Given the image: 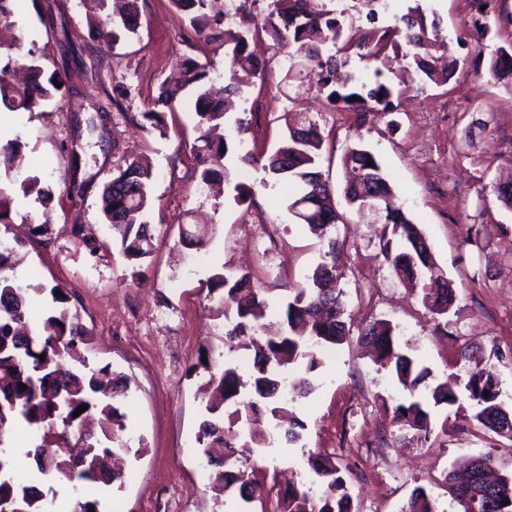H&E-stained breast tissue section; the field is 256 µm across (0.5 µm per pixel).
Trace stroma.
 Wrapping results in <instances>:
<instances>
[{"label": "stroma", "instance_id": "obj_1", "mask_svg": "<svg viewBox=\"0 0 512 512\" xmlns=\"http://www.w3.org/2000/svg\"><path fill=\"white\" fill-rule=\"evenodd\" d=\"M137 35L106 43L89 27L92 0H12V34L24 36L45 72L64 84L56 98L32 112L0 110V131L19 136L22 174H35L53 201L15 195L12 221L0 224V242L17 248V274L40 291L30 309L41 322L54 307L50 290L62 285L68 308L87 327L84 355L91 367L110 366L127 388L115 404L125 415L121 483L98 485L90 498L100 512H262L276 501L292 471L320 491L307 459L317 455L351 467L353 512H405L424 489L435 512H461L445 475L485 453L500 475L512 476V440L478 432L468 422L473 403L460 397L434 408L429 433L402 428L392 408L405 401L392 374L374 362L361 332L388 321L398 344L439 378L464 375L460 353L473 354L499 382L500 399L512 407V209L493 186L512 175V86L490 76L489 56L474 41V0H391L379 21L395 24L414 6L441 21L440 36L459 62L448 85L412 84L395 112L357 121L335 110L315 86L283 84L291 47L260 36L254 44L264 82L245 93L258 109L251 128L237 136L225 128L232 181L223 196L200 192L191 159L196 136L194 90L184 88L159 137L137 123L162 86L175 82L184 60L205 62L211 50L194 40L184 14L169 0H139ZM126 95H119V88ZM308 112L328 139L326 169L342 187L341 156L363 140L390 175L398 201L426 236L438 267L452 280L457 299L435 317L423 292L408 287L385 262L376 225H338L344 248L337 267L345 292L346 342L324 355L315 389L288 408L305 422L297 445L242 448L238 468L255 472L266 494L245 503L237 493L215 494L198 477L196 435L208 373L199 363L213 346V364H243L245 352L222 342L224 319L201 285L214 265L246 273L261 283L273 304L307 284L324 246L287 209V190L264 184L254 169L242 181L239 155L273 150L285 128V112ZM147 160L154 171L152 254L133 266L119 235L99 217L105 183L126 160ZM245 182L250 195L234 199ZM44 234H33V224ZM199 246H181L184 233Z\"/></svg>", "mask_w": 512, "mask_h": 512}]
</instances>
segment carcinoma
Segmentation results:
<instances>
[{
    "instance_id": "cac0c4a2",
    "label": "carcinoma",
    "mask_w": 512,
    "mask_h": 512,
    "mask_svg": "<svg viewBox=\"0 0 512 512\" xmlns=\"http://www.w3.org/2000/svg\"><path fill=\"white\" fill-rule=\"evenodd\" d=\"M172 6L189 15L191 29L222 55L225 86L215 87L211 73L214 64L188 61L183 64L184 84L196 91V137L191 156L205 185L224 174V158L228 145L215 133L226 124L224 97L241 96L260 74L259 64L248 52L249 35L258 27L276 41L295 48L300 68L289 66L285 79L295 81L301 75L314 81L318 91L339 111L352 112L360 120L367 115L381 116L393 111V98L400 91L379 81L353 87L336 88V70L347 64L351 52L389 69L395 62L410 78L424 84L446 85L454 77L457 60L440 38V20L429 19L415 7L403 18L405 44H400V29L383 25L378 20L374 0H359L369 26L356 27L344 12L309 8V0H270L268 13L261 19L249 17L247 25L237 30L224 27V11H214L223 0H170ZM104 14L91 23L94 33L117 40L119 33L135 35L140 27L138 0H101ZM8 65L28 73L23 83H14L0 69V104L12 112H30L60 91V77L44 75L34 51L17 39L5 47ZM493 78L512 82V44L497 48L490 61ZM178 89L162 88L141 113L149 122L147 130L161 137L167 135L165 114L176 110ZM287 134L270 154L255 156L247 152L240 157L244 164L261 167L274 183L288 181L293 192L288 200L292 207L310 197L308 219L304 224L325 242L327 250L316 268L312 283L288 289V302L275 321L267 320L268 300L265 288L249 275L225 274L216 269L209 278V292L219 293V312L229 320L225 343L229 350H245L252 358V368L240 373L239 365L224 363L212 368L207 360L200 363L209 371L207 387L213 397L200 422L197 443L200 458L215 468L211 474L218 492L235 489L246 502L262 500L264 488L254 474L233 471L222 459L225 448H248L250 444L270 447L285 439L293 445L300 441L302 420L295 418L284 434L273 425L272 432L252 434L245 440V425L264 411L277 419L288 399L282 394L287 383L283 365L300 364L305 373L319 365L315 349L332 350L343 344L350 333L343 316V289L336 274V258L340 241L331 235L336 218L341 216L336 204V191L321 170L324 139L319 123L308 115H296L286 124ZM19 148V137H0V167L11 170V161ZM345 183L343 199L353 211L361 210L366 198L380 196L391 203L386 222L376 232L380 253L403 282H421L430 311L443 315L457 299L456 289L434 261L425 236L395 199L393 187L375 154L361 143L347 146L343 156ZM154 173L139 158L128 160L113 174L112 187L104 188L99 201L102 219L121 229V251L130 260H143L153 252L154 236L150 225L142 220L150 207V187ZM40 178L30 175L19 184L23 196L37 194L43 205L51 195L40 190ZM13 248L0 249V512H77L84 503L88 512H97L99 501L88 498L90 485L109 486L122 477L121 471L106 462L116 457L115 449L124 447L121 432L125 415L115 406V397L126 388L125 379L103 366L89 373L83 346L88 333L79 319L69 314L68 296L56 285L50 289L56 308L43 320L42 326L25 325L32 294L18 282L15 267L9 262ZM372 347L375 360L390 370L410 396L426 391L425 400L393 407V421L418 431L429 432L430 411L435 407L454 405L456 394L441 383L431 382V372L416 366L414 359L395 340L394 328L380 322L362 333ZM45 358H40V355ZM465 389L474 402L472 425L498 435L512 434V410L500 400L498 381L486 367L475 365L467 372ZM27 389H20V385ZM87 407L82 414L74 412ZM229 426H224V418ZM25 427L33 446L17 448L11 440L13 430ZM35 459L34 479L25 485L9 476L20 456ZM308 464L321 481L317 495L301 482L288 486L278 498L276 512H352V497L342 470L323 458L310 456ZM493 458L481 456L463 471H450L446 482L453 499L463 512H512V483L489 481ZM59 478L71 489V498L61 501L47 496L38 484Z\"/></svg>"
}]
</instances>
